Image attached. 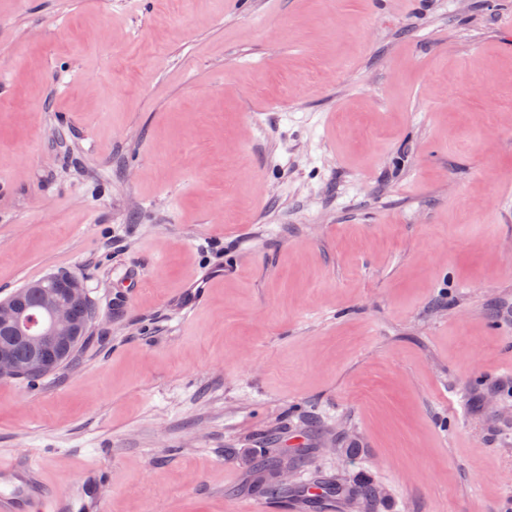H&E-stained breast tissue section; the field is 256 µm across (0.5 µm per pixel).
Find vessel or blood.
Segmentation results:
<instances>
[{
    "instance_id": "obj_1",
    "label": "vessel or blood",
    "mask_w": 512,
    "mask_h": 512,
    "mask_svg": "<svg viewBox=\"0 0 512 512\" xmlns=\"http://www.w3.org/2000/svg\"><path fill=\"white\" fill-rule=\"evenodd\" d=\"M99 474L89 471L68 488L49 480L41 463L20 455L0 463V512H108L106 500L94 489Z\"/></svg>"
}]
</instances>
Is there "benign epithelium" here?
<instances>
[{
    "mask_svg": "<svg viewBox=\"0 0 512 512\" xmlns=\"http://www.w3.org/2000/svg\"><path fill=\"white\" fill-rule=\"evenodd\" d=\"M37 287L41 288L44 322L36 333L31 332L26 308L19 298L0 301V326L9 328L30 349L29 361L25 366L15 360L8 348L0 349V380L12 379L25 370H40L62 361L73 341L84 330L83 323L67 301L69 297L85 293L77 276L66 278L62 293L57 290L56 277L53 275L45 277Z\"/></svg>",
    "mask_w": 512,
    "mask_h": 512,
    "instance_id": "benign-epithelium-1",
    "label": "benign epithelium"
}]
</instances>
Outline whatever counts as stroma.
I'll use <instances>...</instances> for the list:
<instances>
[{
  "instance_id": "1",
  "label": "stroma",
  "mask_w": 512,
  "mask_h": 512,
  "mask_svg": "<svg viewBox=\"0 0 512 512\" xmlns=\"http://www.w3.org/2000/svg\"><path fill=\"white\" fill-rule=\"evenodd\" d=\"M512 0H0V299L96 316L0 460L110 512L277 481L512 512Z\"/></svg>"
}]
</instances>
